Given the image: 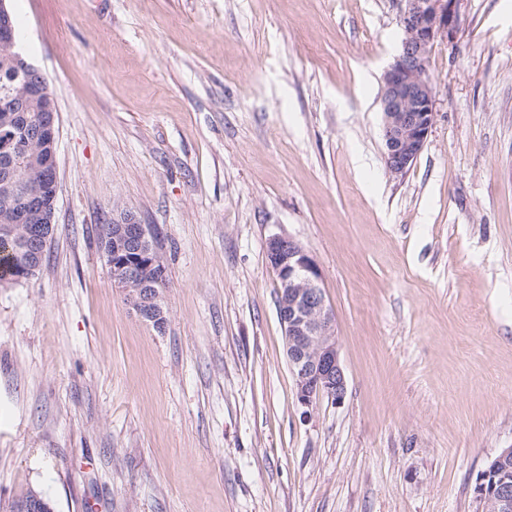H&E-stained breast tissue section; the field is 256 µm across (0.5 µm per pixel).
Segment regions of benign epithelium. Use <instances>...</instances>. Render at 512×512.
Wrapping results in <instances>:
<instances>
[{
  "label": "benign epithelium",
  "mask_w": 512,
  "mask_h": 512,
  "mask_svg": "<svg viewBox=\"0 0 512 512\" xmlns=\"http://www.w3.org/2000/svg\"><path fill=\"white\" fill-rule=\"evenodd\" d=\"M400 2L404 37L384 73L380 94L385 165L394 176L403 174L417 158L435 120V89L428 75L431 50L439 40L452 41L462 23L460 0ZM0 49L8 55L6 82L0 86V129L5 130V141H15V131L22 126L19 118L35 113L27 139L15 149L14 162L36 167L41 188L28 199L25 212L16 215V226L7 229L9 236L20 238L29 257L17 279L30 280L41 269L53 234L59 115L48 86L33 79L38 70L16 49L5 0H0ZM31 142L39 144L40 155L29 154ZM30 212L37 213L41 223H27ZM101 248L113 286L144 322L163 330L167 311L156 285L164 279L165 270L146 226L130 219L114 222ZM267 257L278 278V316L299 402L308 408L320 397L342 403L347 381L318 266L297 241L285 236L268 240ZM511 455L512 448L503 449L480 474L476 493L487 512H512V475L507 467ZM17 509L53 512L36 493L21 501Z\"/></svg>",
  "instance_id": "1"
}]
</instances>
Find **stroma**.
Instances as JSON below:
<instances>
[{"instance_id":"obj_1","label":"stroma","mask_w":512,"mask_h":512,"mask_svg":"<svg viewBox=\"0 0 512 512\" xmlns=\"http://www.w3.org/2000/svg\"><path fill=\"white\" fill-rule=\"evenodd\" d=\"M59 113L56 232L0 286V512H481L512 448V0H460L402 176L397 0H8ZM166 267L164 332L99 225ZM321 272L347 378L304 407L269 238ZM109 227V237L100 244L112 274L113 286L119 289L144 322L162 331L167 323V311L164 295L160 292L163 293L167 278L146 226L130 219L111 225L102 224L99 226L100 238L107 235Z\"/></svg>"}]
</instances>
